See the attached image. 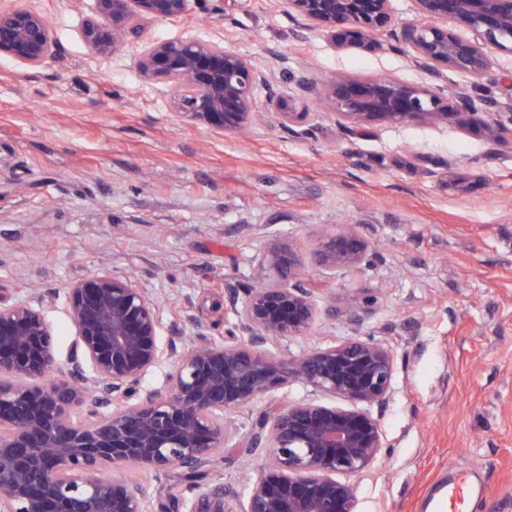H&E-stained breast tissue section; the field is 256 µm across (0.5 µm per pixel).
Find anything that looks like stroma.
I'll list each match as a JSON object with an SVG mask.
<instances>
[{
	"mask_svg": "<svg viewBox=\"0 0 512 512\" xmlns=\"http://www.w3.org/2000/svg\"><path fill=\"white\" fill-rule=\"evenodd\" d=\"M44 13L57 61L27 70L0 57V302L40 293L60 362L74 335L70 285L96 273L127 278L160 305L177 346L194 325L220 336L229 300L265 282L270 243L292 242L306 264L316 317L278 348L296 355L351 336L390 346L391 389L376 408L382 457L354 476L359 512H439L448 480L477 472L468 512H512V139L494 146L456 124L341 130L319 94L297 80L393 76L431 84L405 48L335 50L298 33L284 0H196L184 17L147 25L112 55L90 54L80 26L92 0H12ZM161 39H209L252 58L280 99L303 102L333 138L301 135L264 112L241 135L208 130L170 109L135 60ZM474 87L445 75V92L474 104L512 94V53ZM357 225L370 245L358 269L318 263L323 233ZM266 407L230 418L229 452L206 484L243 491L263 461L246 443ZM180 468L131 477L174 512Z\"/></svg>",
	"mask_w": 512,
	"mask_h": 512,
	"instance_id": "35a3bbf8",
	"label": "stroma"
}]
</instances>
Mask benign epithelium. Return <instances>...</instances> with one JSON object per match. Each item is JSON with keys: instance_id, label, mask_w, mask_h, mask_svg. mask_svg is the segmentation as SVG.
Returning <instances> with one entry per match:
<instances>
[{"instance_id": "benign-epithelium-1", "label": "benign epithelium", "mask_w": 512, "mask_h": 512, "mask_svg": "<svg viewBox=\"0 0 512 512\" xmlns=\"http://www.w3.org/2000/svg\"><path fill=\"white\" fill-rule=\"evenodd\" d=\"M417 21L394 23L392 0H286L303 30H315L335 49L384 50V38L412 51L415 65L433 79L453 70L479 82L489 75L487 49L512 52V0H414ZM192 0H94L81 39L97 56L140 37L151 21L188 14ZM463 22L471 36L448 27ZM58 44L36 10L0 6V56L37 70L55 60ZM136 67L146 82L164 81L177 117L236 134L260 114L255 90L268 83L257 63L209 40H155ZM338 124L350 130L415 120L480 127L499 144L512 133V96L485 100L475 109L465 93L456 105L438 85H411L392 77H336L324 88ZM283 126H303L309 113L292 112L268 98ZM368 244L354 227L323 235L320 261L336 271L363 261ZM261 265L277 279L232 299L233 329L177 353L162 341L168 331L155 301L131 280L97 274L67 291L75 327L66 370L45 307L26 300L0 305V512H155L151 498L120 475L134 468L155 473L177 465L209 468L228 444L224 417L299 382L338 397L346 406L317 399L275 403L261 419L268 461L244 496L224 486L199 487L185 512H358L349 477L379 459L385 435L371 408L390 389L394 356L361 338L285 358L272 341L307 334L315 317L311 293L293 283L303 257L291 244L274 243ZM159 386H143L161 366ZM57 374L53 384L44 379ZM85 409L89 424L75 416ZM111 469L115 475L107 476Z\"/></svg>"}]
</instances>
